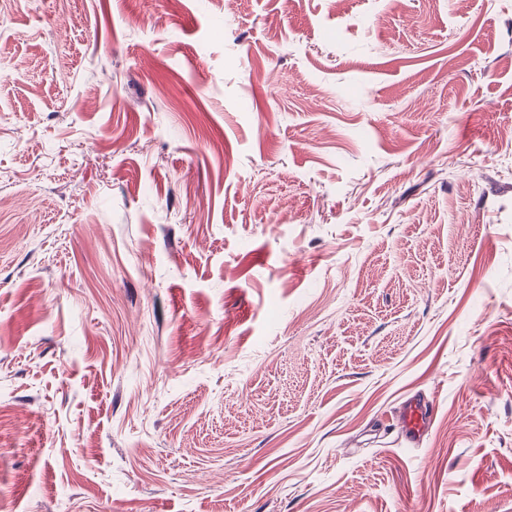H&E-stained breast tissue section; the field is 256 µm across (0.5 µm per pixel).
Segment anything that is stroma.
Returning a JSON list of instances; mask_svg holds the SVG:
<instances>
[{"mask_svg":"<svg viewBox=\"0 0 512 512\" xmlns=\"http://www.w3.org/2000/svg\"><path fill=\"white\" fill-rule=\"evenodd\" d=\"M510 130L512 0H0V512H512ZM433 417V406L428 402H414L408 404L401 412L399 418L401 431L407 443H412L427 431Z\"/></svg>","mask_w":512,"mask_h":512,"instance_id":"35a3bbf8","label":"stroma"}]
</instances>
